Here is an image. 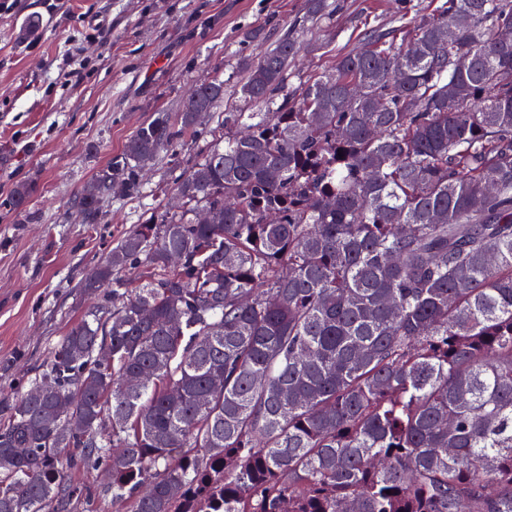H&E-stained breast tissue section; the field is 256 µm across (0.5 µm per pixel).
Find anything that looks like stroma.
Here are the masks:
<instances>
[{
    "instance_id": "35a3bbf8",
    "label": "stroma",
    "mask_w": 512,
    "mask_h": 512,
    "mask_svg": "<svg viewBox=\"0 0 512 512\" xmlns=\"http://www.w3.org/2000/svg\"><path fill=\"white\" fill-rule=\"evenodd\" d=\"M328 2L299 35L290 87L331 69L366 31L398 26L402 10L442 0ZM303 14V0H18L0 11V199L30 187L24 211L0 208V418L89 306L85 279L132 225L176 211L175 177L223 129L205 121L145 171L140 196L106 201L93 224L76 210L83 187L155 113L177 115L192 85L223 80L224 111H239L242 62ZM72 67L81 83L67 81Z\"/></svg>"
}]
</instances>
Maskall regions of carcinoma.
<instances>
[{"mask_svg":"<svg viewBox=\"0 0 512 512\" xmlns=\"http://www.w3.org/2000/svg\"><path fill=\"white\" fill-rule=\"evenodd\" d=\"M327 7L245 65L256 111L85 283L105 293L0 419V512H96L66 454L114 512H512V0L403 14L291 89ZM223 101L195 85L92 183L139 193ZM101 471V469H71L68 474L76 483L84 486L95 495L100 507V511L98 512H113L111 499L102 497L105 481L101 475Z\"/></svg>","mask_w":512,"mask_h":512,"instance_id":"cac0c4a2","label":"carcinoma"}]
</instances>
